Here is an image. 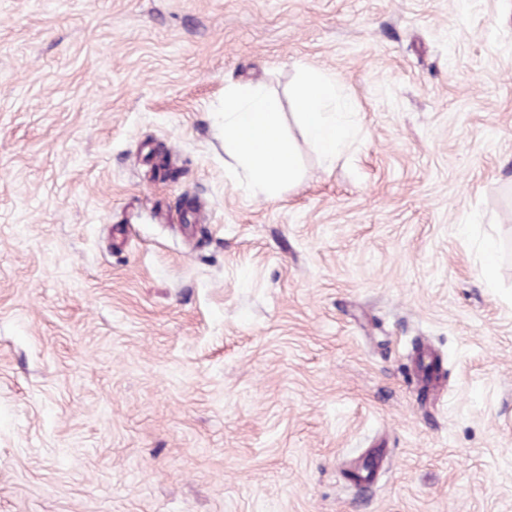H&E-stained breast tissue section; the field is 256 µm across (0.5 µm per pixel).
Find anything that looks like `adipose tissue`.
Returning a JSON list of instances; mask_svg holds the SVG:
<instances>
[{"instance_id":"1","label":"adipose tissue","mask_w":512,"mask_h":512,"mask_svg":"<svg viewBox=\"0 0 512 512\" xmlns=\"http://www.w3.org/2000/svg\"><path fill=\"white\" fill-rule=\"evenodd\" d=\"M294 99L307 138L325 160L334 161L354 134L340 88L311 71L297 84ZM281 117L277 104L259 88L230 85L224 90V151L269 197L297 175L294 148L281 135Z\"/></svg>"}]
</instances>
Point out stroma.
Masks as SVG:
<instances>
[{"mask_svg": "<svg viewBox=\"0 0 512 512\" xmlns=\"http://www.w3.org/2000/svg\"><path fill=\"white\" fill-rule=\"evenodd\" d=\"M0 512H512V0H0ZM305 134L326 161H334L354 134L349 104L336 81L307 72L294 90ZM281 117L277 104L259 88L224 89V152L268 197L298 172L294 148L281 135Z\"/></svg>", "mask_w": 512, "mask_h": 512, "instance_id": "35a3bbf8", "label": "stroma"}]
</instances>
